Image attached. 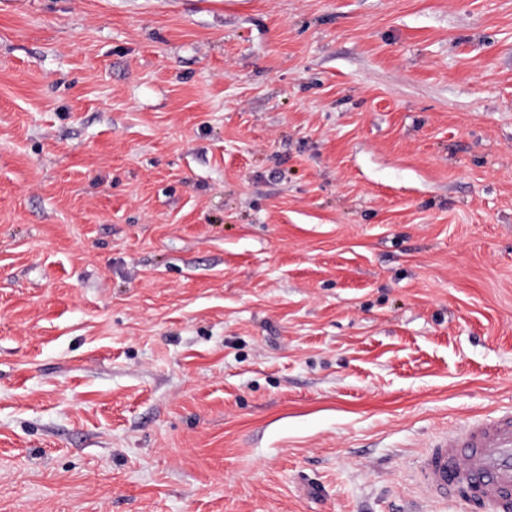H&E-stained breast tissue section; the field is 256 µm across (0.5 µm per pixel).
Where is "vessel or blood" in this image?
Instances as JSON below:
<instances>
[{"label":"vessel or blood","mask_w":512,"mask_h":512,"mask_svg":"<svg viewBox=\"0 0 512 512\" xmlns=\"http://www.w3.org/2000/svg\"><path fill=\"white\" fill-rule=\"evenodd\" d=\"M415 478L430 499L512 512V409L436 435Z\"/></svg>","instance_id":"obj_1"}]
</instances>
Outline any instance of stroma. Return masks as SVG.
I'll return each mask as SVG.
<instances>
[{
    "instance_id": "stroma-1",
    "label": "stroma",
    "mask_w": 512,
    "mask_h": 512,
    "mask_svg": "<svg viewBox=\"0 0 512 512\" xmlns=\"http://www.w3.org/2000/svg\"><path fill=\"white\" fill-rule=\"evenodd\" d=\"M512 408V0H0V512H464ZM415 472L426 497L512 510V409L436 435Z\"/></svg>"
}]
</instances>
